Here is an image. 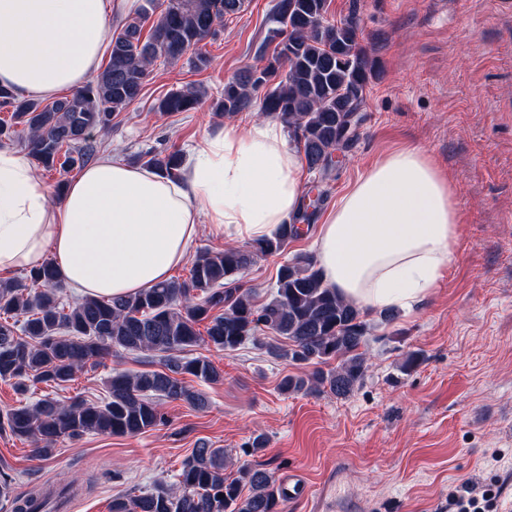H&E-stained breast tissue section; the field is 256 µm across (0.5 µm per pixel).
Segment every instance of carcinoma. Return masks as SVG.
<instances>
[{"mask_svg":"<svg viewBox=\"0 0 512 512\" xmlns=\"http://www.w3.org/2000/svg\"><path fill=\"white\" fill-rule=\"evenodd\" d=\"M147 2L112 37L107 65L83 89L44 103L21 101L0 88V107L12 108V122L0 124V141L20 145L47 170L85 166L97 153L95 134L139 99L149 68L159 59L175 63L190 50L194 67L205 66L201 46L243 6V0H163L159 10L155 0ZM328 9V0H276L272 53L224 83L216 103L226 116L257 105L265 116L282 121L321 184L335 168L333 154L345 151L356 136L358 112L375 73L354 19L334 23ZM155 13L145 38L143 28ZM204 95L196 86L171 91L156 111L188 112ZM144 164L171 179L182 167L176 152L151 154ZM324 195L320 190L314 198L305 196L292 222L274 236L248 249L204 252L188 279L135 295L84 297L67 306L51 260L22 279L0 281V380L14 382L22 393L30 383L62 386L86 366L102 364L114 348L165 354L162 370L113 371L102 405L80 398L21 403L0 414V431L36 443L35 457L46 462L63 438L133 436L155 428L165 421L164 399L203 407L204 396L186 377L217 383L224 372L207 357L180 355L201 341L228 353L249 342L275 358L313 367L283 377L284 393L326 389L338 398L349 396L365 377L367 325L356 305L324 285L314 259L300 254L280 266L263 302L242 280L258 257L283 251L303 229H311ZM225 469L224 449L203 444L183 463L176 485L161 482L139 495L116 498L112 512H282L284 494L270 471L244 466L230 478ZM76 495L73 482L23 496L0 484V498L11 502L13 512L61 509Z\"/></svg>","mask_w":512,"mask_h":512,"instance_id":"obj_1","label":"carcinoma"}]
</instances>
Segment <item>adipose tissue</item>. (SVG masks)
I'll use <instances>...</instances> for the list:
<instances>
[{"instance_id":"1","label":"adipose tissue","mask_w":512,"mask_h":512,"mask_svg":"<svg viewBox=\"0 0 512 512\" xmlns=\"http://www.w3.org/2000/svg\"><path fill=\"white\" fill-rule=\"evenodd\" d=\"M124 0H0V85L51 98L97 70ZM303 159L282 122L226 123L179 179L105 156L52 198L25 156L0 149V273L53 258L82 297L130 296L170 281L201 233L236 243L296 215ZM463 214L450 177L416 146L394 149L352 183L313 241L328 287L363 312L411 307L454 256Z\"/></svg>"}]
</instances>
